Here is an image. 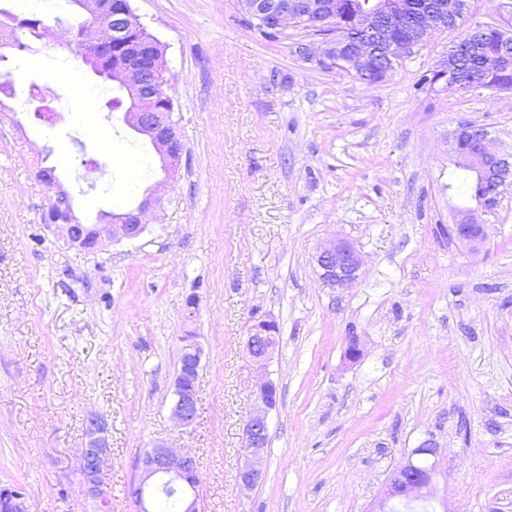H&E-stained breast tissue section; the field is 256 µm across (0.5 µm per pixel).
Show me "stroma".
<instances>
[{"instance_id":"35a3bbf8","label":"stroma","mask_w":512,"mask_h":512,"mask_svg":"<svg viewBox=\"0 0 512 512\" xmlns=\"http://www.w3.org/2000/svg\"><path fill=\"white\" fill-rule=\"evenodd\" d=\"M130 4L164 49L174 162L62 41L0 64V485L23 488L31 512H84L76 457L100 415L112 512H133L125 490L160 440L195 455L204 512H374L429 438L435 512H512V186L481 216L486 241L446 235L461 208L448 135L474 121L512 151V92L422 83L456 29L369 85L301 57L309 30L262 38L237 0ZM68 70L106 98L76 111ZM33 85L62 112L55 126L37 119ZM49 166L85 224L154 188L160 202L139 238L90 254L44 222ZM336 237L363 257L349 289L325 286L313 261ZM264 316L279 326L277 403L264 480L244 493L245 343ZM188 334L203 358L198 415L181 428L170 409Z\"/></svg>"}]
</instances>
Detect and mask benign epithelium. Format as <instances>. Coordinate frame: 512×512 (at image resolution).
<instances>
[{"label":"benign epithelium","mask_w":512,"mask_h":512,"mask_svg":"<svg viewBox=\"0 0 512 512\" xmlns=\"http://www.w3.org/2000/svg\"><path fill=\"white\" fill-rule=\"evenodd\" d=\"M462 0H427L420 7L414 0H372V6L363 16L351 22L342 14L340 0H248L247 14L258 20L263 28L284 32L303 24L324 30L323 40L317 44L299 46V53L309 61L331 71L343 62L352 69L378 62L383 65L404 61L413 49L421 45L434 31L445 30L463 14ZM81 10L86 15L72 41L82 46V60L97 64L112 54V44L123 43L128 48L121 74L124 89L135 95L134 106L126 112L125 121L139 135H146L162 159L179 157L182 144L172 120V106L161 109L156 102L165 98L163 62L152 51L153 39L139 32L132 38L137 16L129 0H84ZM496 29L502 33L495 65L512 64V33L498 22H483L469 27L460 41L448 49L446 59L433 72L437 80H448V61L463 48L479 50L482 32ZM463 139L480 145L477 155L469 162L491 176L490 192L467 210L462 218L449 227L451 238L481 243L489 236V225L478 221L475 212L486 213L494 209L505 187L512 185V154L500 151L496 141L484 127L474 122L458 126L449 141V153L457 158L454 148ZM38 178L47 188L54 190L51 206L69 201L68 195L57 188L55 177L44 169ZM152 208V200L140 203L135 209L117 216L111 224H83L74 217L58 225L67 240L86 251L95 250L103 237L133 239L145 229L143 217ZM320 269V278L331 288H351L360 278L363 259L357 248L345 239H331L320 245L314 255ZM278 346V326L266 317L258 321L249 333L246 349L257 374L256 406L243 427V465L239 472L241 489L249 493L263 480L264 457L269 438L268 417L276 402V386L270 379L268 364ZM183 371L194 380L201 367L202 348L189 340L183 346ZM171 416L182 426L192 425L197 416L196 388L175 387ZM86 441L79 449L76 465L78 481L84 501L90 512L110 500L105 477L108 463V426L105 419L91 417L85 427ZM199 473L195 456L183 448H174L158 441L146 450L136 463L134 483L130 488V501L134 512H152L153 496L166 492L180 499L181 512H200ZM433 473L421 472L413 459L398 466L390 474L384 496L378 506L396 498L407 502L427 498L431 494ZM0 512H30L24 491L13 487L0 488Z\"/></svg>","instance_id":"7a95c632"}]
</instances>
